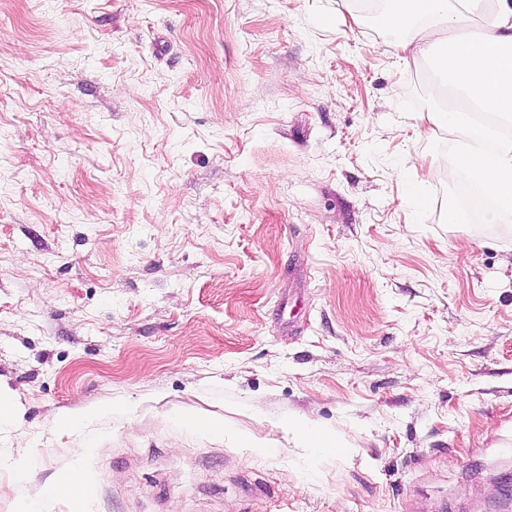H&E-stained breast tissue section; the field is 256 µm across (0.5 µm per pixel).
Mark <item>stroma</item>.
Here are the masks:
<instances>
[{
	"label": "stroma",
	"mask_w": 512,
	"mask_h": 512,
	"mask_svg": "<svg viewBox=\"0 0 512 512\" xmlns=\"http://www.w3.org/2000/svg\"><path fill=\"white\" fill-rule=\"evenodd\" d=\"M370 6L0 0V512H512V216Z\"/></svg>",
	"instance_id": "1"
}]
</instances>
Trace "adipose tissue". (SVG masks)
Wrapping results in <instances>:
<instances>
[{"label": "adipose tissue", "instance_id": "ef3b65f1", "mask_svg": "<svg viewBox=\"0 0 512 512\" xmlns=\"http://www.w3.org/2000/svg\"><path fill=\"white\" fill-rule=\"evenodd\" d=\"M390 26L401 31L392 44L398 63L431 59L439 72L429 90L435 108L424 125H444L465 144L455 157L491 198L486 223L512 214V0H388ZM478 17V37H457L461 22Z\"/></svg>", "mask_w": 512, "mask_h": 512}]
</instances>
